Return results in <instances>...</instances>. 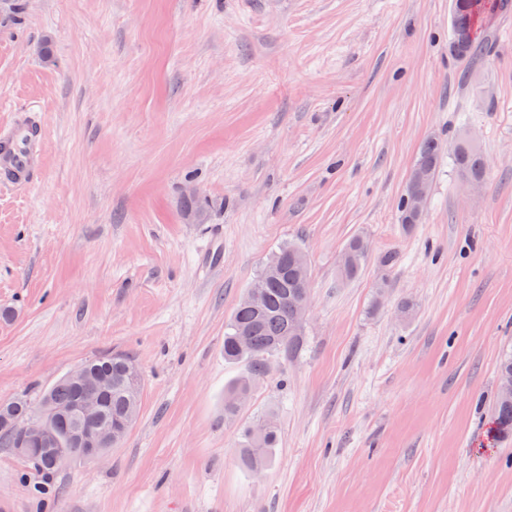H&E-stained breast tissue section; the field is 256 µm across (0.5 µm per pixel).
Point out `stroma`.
Here are the masks:
<instances>
[{"instance_id": "obj_1", "label": "stroma", "mask_w": 512, "mask_h": 512, "mask_svg": "<svg viewBox=\"0 0 512 512\" xmlns=\"http://www.w3.org/2000/svg\"><path fill=\"white\" fill-rule=\"evenodd\" d=\"M450 5L0 0V127L21 108L45 127L42 168L0 186V402L97 355L142 379L126 438L55 477L45 512H512V437L487 439L512 354V5L474 63ZM469 131L482 189L442 156L404 229L420 146ZM357 235L372 256L347 282ZM289 242L301 346L225 420L244 368L224 329ZM269 413L274 461L247 471L240 430ZM22 471L0 447V512H36ZM371 256V245L362 236L351 237L339 258V270L341 277L346 280L358 278Z\"/></svg>"}]
</instances>
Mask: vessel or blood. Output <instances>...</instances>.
Returning <instances> with one entry per match:
<instances>
[{
	"instance_id": "1",
	"label": "vessel or blood",
	"mask_w": 512,
	"mask_h": 512,
	"mask_svg": "<svg viewBox=\"0 0 512 512\" xmlns=\"http://www.w3.org/2000/svg\"><path fill=\"white\" fill-rule=\"evenodd\" d=\"M44 127L34 112H12L9 123L0 129V184L21 187L28 183L42 163Z\"/></svg>"
}]
</instances>
